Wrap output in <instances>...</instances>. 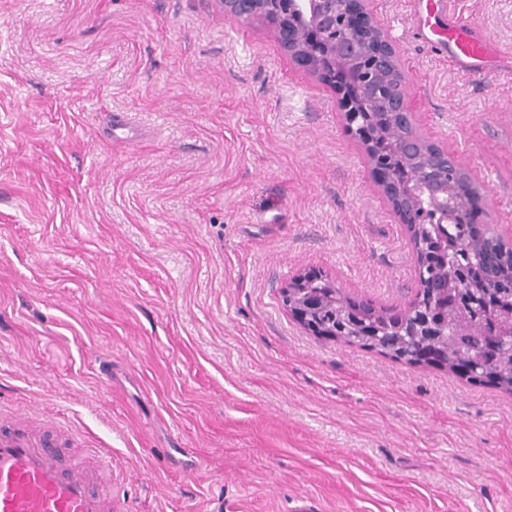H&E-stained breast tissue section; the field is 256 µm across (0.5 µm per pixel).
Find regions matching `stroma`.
I'll return each instance as SVG.
<instances>
[{"label": "stroma", "mask_w": 512, "mask_h": 512, "mask_svg": "<svg viewBox=\"0 0 512 512\" xmlns=\"http://www.w3.org/2000/svg\"><path fill=\"white\" fill-rule=\"evenodd\" d=\"M368 0L419 130L512 240V75ZM512 59V0H456ZM138 124L102 133L109 114ZM406 307L408 233L329 85L212 0H0V405L112 450L118 512H512V394L317 337Z\"/></svg>", "instance_id": "1"}]
</instances>
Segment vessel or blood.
<instances>
[{"label": "vessel or blood", "instance_id": "obj_1", "mask_svg": "<svg viewBox=\"0 0 512 512\" xmlns=\"http://www.w3.org/2000/svg\"><path fill=\"white\" fill-rule=\"evenodd\" d=\"M427 13L444 14L448 22L435 29L447 42L458 70L476 75L496 52L485 33L447 0H426ZM61 441L18 422L0 411V512H116L112 498L111 458L97 454L94 463L63 461Z\"/></svg>", "mask_w": 512, "mask_h": 512}]
</instances>
